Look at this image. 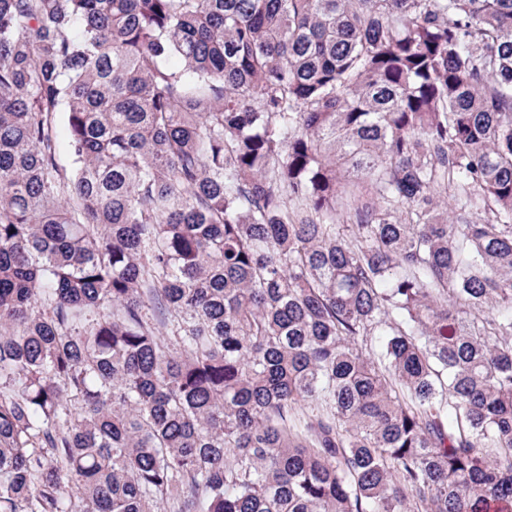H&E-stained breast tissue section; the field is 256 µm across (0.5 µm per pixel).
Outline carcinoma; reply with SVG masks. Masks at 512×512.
<instances>
[{
	"mask_svg": "<svg viewBox=\"0 0 512 512\" xmlns=\"http://www.w3.org/2000/svg\"><path fill=\"white\" fill-rule=\"evenodd\" d=\"M501 506L512 0H0V512Z\"/></svg>",
	"mask_w": 512,
	"mask_h": 512,
	"instance_id": "obj_1",
	"label": "carcinoma"
}]
</instances>
